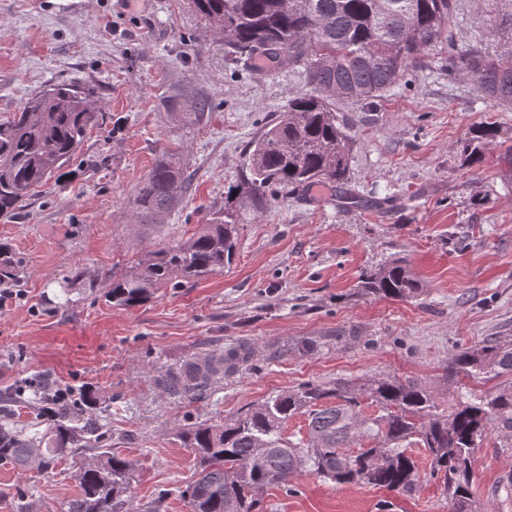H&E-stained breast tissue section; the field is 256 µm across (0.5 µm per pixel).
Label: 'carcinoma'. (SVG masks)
Masks as SVG:
<instances>
[{"label": "carcinoma", "mask_w": 512, "mask_h": 512, "mask_svg": "<svg viewBox=\"0 0 512 512\" xmlns=\"http://www.w3.org/2000/svg\"><path fill=\"white\" fill-rule=\"evenodd\" d=\"M217 38L241 58H262L278 68H305L311 92L288 101L249 156L251 179L240 185L254 206L268 193H302L336 188L353 206L347 188L349 143L336 115V102L372 104L382 99L430 47L448 48L453 69L473 73L478 92L512 105V61L456 47V0H191ZM184 124H201L207 101L199 97ZM103 120L92 92L74 83H51L0 123V219L15 218L38 188L69 165L88 131ZM499 138L497 126L470 125L463 151L482 162L484 149ZM189 184L173 153L162 152L135 195L140 224H157L185 197ZM236 213L216 210L186 240L149 251L134 269L112 275L107 297L116 306L141 305L154 288H178L224 271L231 262ZM358 294L409 300L422 292L406 261L393 259L362 275ZM246 358L237 349L187 365L186 382L224 374ZM450 377L512 376V337L497 336L453 352ZM378 409L364 414L363 399ZM29 409L20 424L0 407V462L24 470L33 463L49 468L77 450L90 454L79 472V492L63 512H128L133 477L130 461L100 450L105 423L90 426L81 413L97 406L82 389L66 398L43 381L20 386L10 398ZM307 417L308 436L283 434L288 420ZM512 451V385L479 398H462L449 414L418 383L392 376L362 384L338 379L307 382L277 394L221 425L195 424L182 438L195 456L197 477L182 491L189 512H260L265 489L293 491L291 479L310 473L337 484H363L410 496L419 475L411 448L430 458V476L442 481L453 512H477L471 493L472 458L487 432ZM365 438L372 445L355 452Z\"/></svg>", "instance_id": "cac0c4a2"}]
</instances>
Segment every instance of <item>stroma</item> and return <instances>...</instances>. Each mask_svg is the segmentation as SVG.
<instances>
[{
    "instance_id": "35a3bbf8",
    "label": "stroma",
    "mask_w": 512,
    "mask_h": 512,
    "mask_svg": "<svg viewBox=\"0 0 512 512\" xmlns=\"http://www.w3.org/2000/svg\"><path fill=\"white\" fill-rule=\"evenodd\" d=\"M462 46L512 60V0H457ZM93 89L103 113L76 159L0 221V250L20 260L0 306V397L24 381L93 389L110 414L109 444L131 460V512L162 498L188 512L182 490L195 460L180 433L223 423L307 381L389 375L431 390L443 410L498 390L504 378L448 381L450 353L512 336V106L486 99L475 78L426 50L387 96L337 103L349 139L352 207L330 187L253 210L228 196L249 177V146L289 99L302 69L261 77L232 60L191 0H0V122L44 85ZM211 102L207 122L182 125L168 101L183 88ZM499 143L471 165L460 142L476 121ZM177 149L192 189L158 224L132 220V202L164 148ZM240 213L237 249L200 282L154 289L144 304L112 306V274L142 253L187 239L209 211ZM406 259L422 283L408 301L356 293L367 271ZM69 307H59L62 289ZM244 346L250 361L202 389L174 383L203 355ZM411 496L339 485L312 474L263 494L264 512H452L424 449ZM87 456L52 468L0 462V512H61ZM479 512H512V455L487 433L472 460Z\"/></svg>"
}]
</instances>
